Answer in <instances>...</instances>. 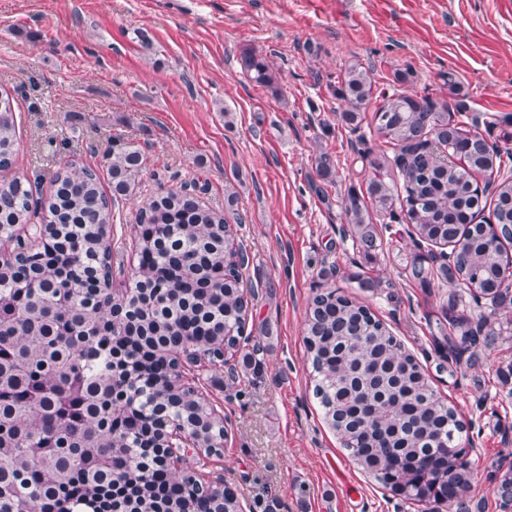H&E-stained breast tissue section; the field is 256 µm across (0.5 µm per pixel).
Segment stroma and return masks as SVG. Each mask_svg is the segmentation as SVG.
I'll return each instance as SVG.
<instances>
[{
    "mask_svg": "<svg viewBox=\"0 0 512 512\" xmlns=\"http://www.w3.org/2000/svg\"><path fill=\"white\" fill-rule=\"evenodd\" d=\"M252 50L277 77L269 89L237 63ZM372 66L378 90L448 100L487 122L496 140L512 121V0H0V91L17 112L13 175L34 198L73 161L103 169L114 139L142 149L146 168L113 207L112 286L130 287L134 225L151 197L197 184L247 249L254 286L242 345L225 368L192 367L224 417L222 454L191 457L223 474L246 512H456L442 501L394 495L351 458L327 425L303 342L306 311L333 290L369 306L426 371L438 397L467 426L472 512H502L500 475L512 468V341L477 364L449 347L441 324L448 289L405 277L396 251L416 246L392 223L373 259L353 249L342 201L379 151L370 126L337 120L336 90L352 62ZM403 72L405 81L394 79ZM327 153L330 178L316 173ZM379 279L359 288L357 276ZM259 345L255 361L245 358Z\"/></svg>",
    "mask_w": 512,
    "mask_h": 512,
    "instance_id": "1",
    "label": "stroma"
}]
</instances>
